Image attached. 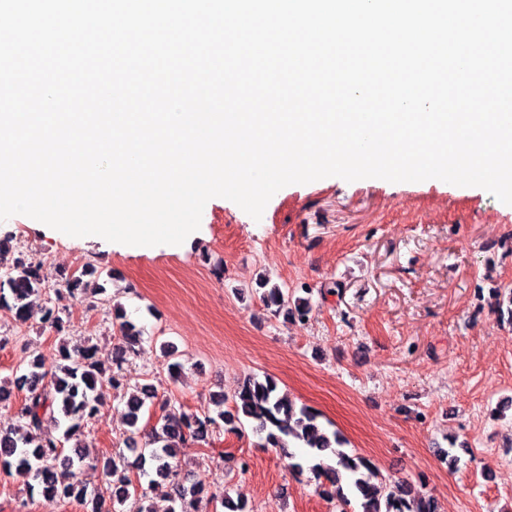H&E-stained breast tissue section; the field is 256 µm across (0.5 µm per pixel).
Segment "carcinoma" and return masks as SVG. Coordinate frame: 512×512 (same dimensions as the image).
<instances>
[{
	"label": "carcinoma",
	"mask_w": 512,
	"mask_h": 512,
	"mask_svg": "<svg viewBox=\"0 0 512 512\" xmlns=\"http://www.w3.org/2000/svg\"><path fill=\"white\" fill-rule=\"evenodd\" d=\"M96 273L93 265L83 266L81 272L66 283L69 295L84 290L83 278ZM49 280L41 262L18 258L0 275V308H8L19 322L29 321L33 316L31 297L46 291ZM259 286L264 288L261 300L273 309V314L278 315L284 310L290 318L307 316L310 290L303 289L307 294L304 298L294 296L277 284H270L268 279L260 280ZM492 299L490 308L497 322L511 327L512 291L504 299L502 290L496 288L492 291ZM41 312L42 325L58 333L64 329L65 322L58 310L44 305ZM115 319L120 321L126 347L108 368L94 360L91 346L85 347L84 361H72L64 339L58 345L60 362L48 367L38 355L22 362L20 379L30 381L20 411L27 429H0V467L32 479L28 484L29 492H38L47 506L63 499L73 498L81 503L89 499L96 505L94 512H101L97 508L102 503L98 490L67 481L75 466L85 465L86 453L79 449L73 456L63 454L62 441L43 434L42 425L47 419L64 425V439L69 441L84 422L97 413L105 388L120 386V370L126 356L140 355L141 331L126 320L121 311L116 313ZM147 399L148 395L136 388L126 400L127 425L131 428L129 450L136 453L138 467L148 466L156 476L171 481V512H207L202 503L212 502L217 495L204 496L205 487L201 482L185 484L178 478L172 459L176 455V443L198 441L204 430L215 424V419L209 415L201 418L167 411L158 419L148 442L140 445L134 435L139 432L138 424ZM211 401L221 408L218 419L229 426V431L237 433L244 424L251 423L253 431L260 437L261 447L301 449L300 460L293 463V468L299 472L309 470L319 491L336 500L340 512H439L437 500L426 492L408 498L411 486L404 480L383 478L376 484L364 478L362 470L374 468L372 461L358 453L345 452L342 436L326 429L318 412L307 406L298 407L288 396L279 394L278 384L270 376H248L231 399L215 394ZM126 471L125 456L121 452L104 463V476L116 478L110 496L116 504L112 512H123L120 506L130 499L134 501L136 512H152L151 507L144 505L146 492L133 484Z\"/></svg>",
	"instance_id": "carcinoma-1"
}]
</instances>
